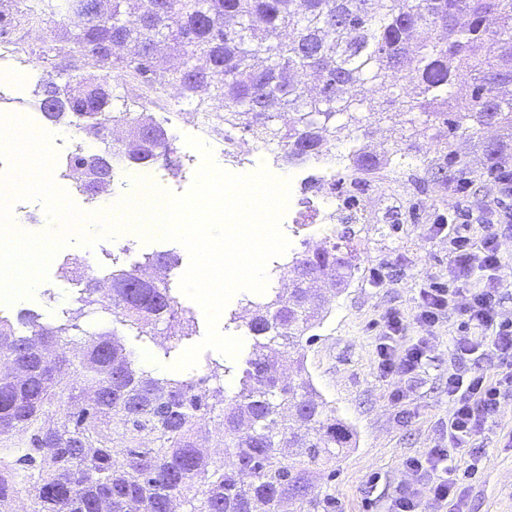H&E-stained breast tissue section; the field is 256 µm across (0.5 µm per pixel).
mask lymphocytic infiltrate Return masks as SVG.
Returning a JSON list of instances; mask_svg holds the SVG:
<instances>
[{
	"mask_svg": "<svg viewBox=\"0 0 512 512\" xmlns=\"http://www.w3.org/2000/svg\"><path fill=\"white\" fill-rule=\"evenodd\" d=\"M435 234H447L452 254V268L462 281L469 283V301L458 310L467 325L475 329L472 337L457 339L460 357L493 356L499 363L494 375L448 373V425L444 444L406 460L404 467L414 477L392 505L391 512H420L427 501L445 502L456 496V468L451 463L455 453L467 455L469 470H477L481 458L478 449L469 445L494 417L502 400L512 397V317L498 309L500 281L494 274L502 264L499 240L485 233L473 236L448 229L446 219L434 224ZM453 293L440 283L427 282L419 292V311L415 321L423 333L421 340L398 349L389 337L401 334L405 323L399 313L386 320L387 339L377 346L378 367L383 374L409 375L420 372L427 360L426 334L434 332L446 317Z\"/></svg>",
	"mask_w": 512,
	"mask_h": 512,
	"instance_id": "1",
	"label": "lymphocytic infiltrate"
}]
</instances>
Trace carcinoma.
Segmentation results:
<instances>
[{
  "mask_svg": "<svg viewBox=\"0 0 512 512\" xmlns=\"http://www.w3.org/2000/svg\"><path fill=\"white\" fill-rule=\"evenodd\" d=\"M27 20L79 13L78 0H15ZM72 37L78 53L154 88L161 42L176 57L162 92L215 129H234L276 153L285 165L334 159L336 133L367 131L393 120L399 139L381 154L347 155L345 177L402 169L417 140L497 135L478 141L489 172L512 146V0H109ZM473 76L463 112L448 111L454 77ZM62 72L47 73L37 96L43 116L75 124L96 114L94 139L125 129L122 158L147 166L172 150L173 138L139 103L132 108L107 80H65L71 105L48 104ZM370 100L366 111L359 106ZM408 143L406 148L399 147ZM104 150L79 145L70 161L76 185L97 175ZM349 234L330 232L270 273L265 302L247 301L242 322L254 343L226 396L228 369L214 361L201 383L155 376L118 339L161 323L171 331L164 354L194 333L178 314L168 272L170 253L146 258L147 277L115 269L85 287L78 307L58 325L31 311L0 317V512H14L19 486L32 512H316L313 467L350 446L352 430L316 391L303 367L304 343L324 319L325 295L300 299L299 279L341 291L355 264L341 263ZM98 310L108 327L88 341L80 319ZM222 406L218 438L229 461L213 458L199 420Z\"/></svg>",
  "mask_w": 512,
  "mask_h": 512,
  "instance_id": "obj_1",
  "label": "carcinoma"
}]
</instances>
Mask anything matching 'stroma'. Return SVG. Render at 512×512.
Wrapping results in <instances>:
<instances>
[{
  "label": "stroma",
  "mask_w": 512,
  "mask_h": 512,
  "mask_svg": "<svg viewBox=\"0 0 512 512\" xmlns=\"http://www.w3.org/2000/svg\"><path fill=\"white\" fill-rule=\"evenodd\" d=\"M82 21L48 19L28 22L15 19L0 31V40L19 43L13 66L19 74L29 71L67 69L70 74L105 78L90 58L73 54L70 38ZM154 118L174 136L175 152L170 162H157L151 169L161 177L163 190L181 194L192 185L202 163L200 153L189 147L187 137L206 139L201 124H188L182 111L153 108ZM449 154L460 169L449 182L432 180L424 166L404 172L385 170L376 174L379 193L368 198L357 192L344 207V222L338 230L354 232L352 245L357 269L349 284L327 307L316 329L315 340L305 349L306 368L317 391L336 409L338 418L354 432L351 447L341 450L318 475L312 494L320 502L318 512H390L409 479L403 463L445 439L448 420V371L460 368L470 373L495 374L492 357H458L453 349L457 338L468 335L457 309L468 299L459 291L448 307V315L428 341L430 359L416 375L386 376L378 368L376 345L389 312L399 311L407 322L397 346L415 342L419 330L414 317L419 306V289L426 280L447 283L451 258L446 235H435L438 217L453 218L461 209L471 215L470 229L479 234L495 210L512 211V197L501 196L496 174L487 172L474 140L452 139ZM181 170V180L165 179L167 168ZM307 198L321 203L320 192L310 190ZM313 208L301 211L295 223L282 224L290 251L302 241L320 242L324 233ZM173 252L177 263L169 283L179 309L190 312L197 327L192 343L206 334L201 307L179 288V279L189 265V255L178 242L118 234L112 241L115 268L131 269L145 255ZM512 432V399L489 420L484 433L473 438L472 447L481 451L477 472H467L468 462H456L462 489L463 512H512V447L504 434Z\"/></svg>",
  "instance_id": "stroma-1"
}]
</instances>
